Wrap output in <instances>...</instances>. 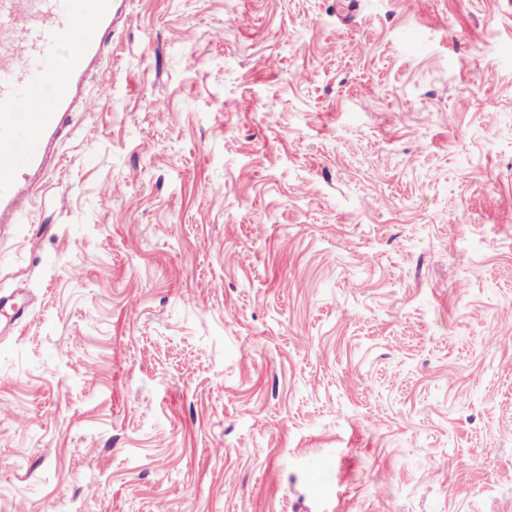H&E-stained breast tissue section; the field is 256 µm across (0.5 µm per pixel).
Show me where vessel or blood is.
Listing matches in <instances>:
<instances>
[{"label": "vessel or blood", "mask_w": 512, "mask_h": 512, "mask_svg": "<svg viewBox=\"0 0 512 512\" xmlns=\"http://www.w3.org/2000/svg\"><path fill=\"white\" fill-rule=\"evenodd\" d=\"M128 5L0 0V224L31 217Z\"/></svg>", "instance_id": "vessel-or-blood-1"}]
</instances>
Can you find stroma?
Listing matches in <instances>:
<instances>
[{
	"label": "stroma",
	"mask_w": 512,
	"mask_h": 512,
	"mask_svg": "<svg viewBox=\"0 0 512 512\" xmlns=\"http://www.w3.org/2000/svg\"><path fill=\"white\" fill-rule=\"evenodd\" d=\"M0 233V512H512V0H131Z\"/></svg>",
	"instance_id": "stroma-1"
}]
</instances>
